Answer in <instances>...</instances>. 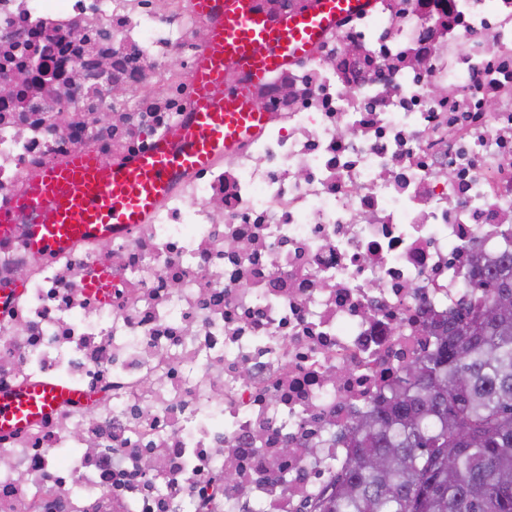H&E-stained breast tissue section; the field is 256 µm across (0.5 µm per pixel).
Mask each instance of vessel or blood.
I'll return each mask as SVG.
<instances>
[{
  "instance_id": "obj_1",
  "label": "vessel or blood",
  "mask_w": 512,
  "mask_h": 512,
  "mask_svg": "<svg viewBox=\"0 0 512 512\" xmlns=\"http://www.w3.org/2000/svg\"><path fill=\"white\" fill-rule=\"evenodd\" d=\"M367 2L308 0L305 9L273 21L255 10L254 0H194L197 12L216 22L194 63L190 121L128 162L108 164L79 153L46 166L12 207L0 209V238L12 237L18 214H26L28 248L52 256L76 240L108 239L146 223L179 176L204 169L262 130L267 115L252 97V84L307 57L340 18ZM229 64L242 82L225 84ZM76 397L61 384H35L1 396L0 434L28 427Z\"/></svg>"
}]
</instances>
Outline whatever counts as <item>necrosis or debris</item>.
Masks as SVG:
<instances>
[{"mask_svg":"<svg viewBox=\"0 0 512 512\" xmlns=\"http://www.w3.org/2000/svg\"><path fill=\"white\" fill-rule=\"evenodd\" d=\"M209 26L192 0H0V205L189 121ZM253 96L263 130L126 235L48 259L24 226L0 239L21 288L0 396L91 398L0 436V512H299L352 415L433 349L426 321L512 244V0H370ZM99 266L107 304L83 288Z\"/></svg>","mask_w":512,"mask_h":512,"instance_id":"1","label":"necrosis or debris"}]
</instances>
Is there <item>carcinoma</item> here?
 <instances>
[{
    "instance_id": "carcinoma-1",
    "label": "carcinoma",
    "mask_w": 512,
    "mask_h": 512,
    "mask_svg": "<svg viewBox=\"0 0 512 512\" xmlns=\"http://www.w3.org/2000/svg\"><path fill=\"white\" fill-rule=\"evenodd\" d=\"M408 364L340 434L351 449L309 512H512V251L468 277Z\"/></svg>"
}]
</instances>
